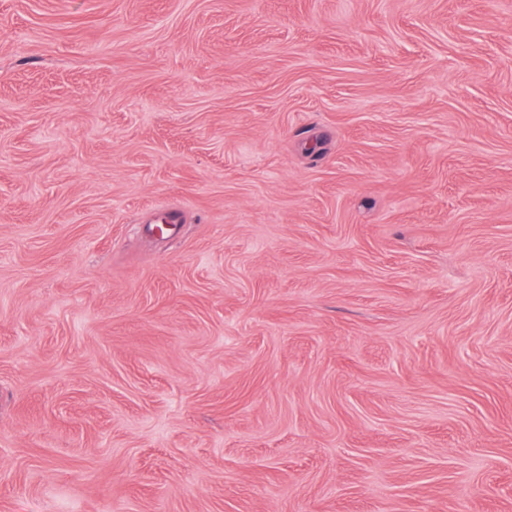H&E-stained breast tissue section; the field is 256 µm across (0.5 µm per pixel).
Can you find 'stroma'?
Instances as JSON below:
<instances>
[{
  "label": "stroma",
  "mask_w": 512,
  "mask_h": 512,
  "mask_svg": "<svg viewBox=\"0 0 512 512\" xmlns=\"http://www.w3.org/2000/svg\"><path fill=\"white\" fill-rule=\"evenodd\" d=\"M0 512H512V0H0Z\"/></svg>",
  "instance_id": "stroma-1"
}]
</instances>
